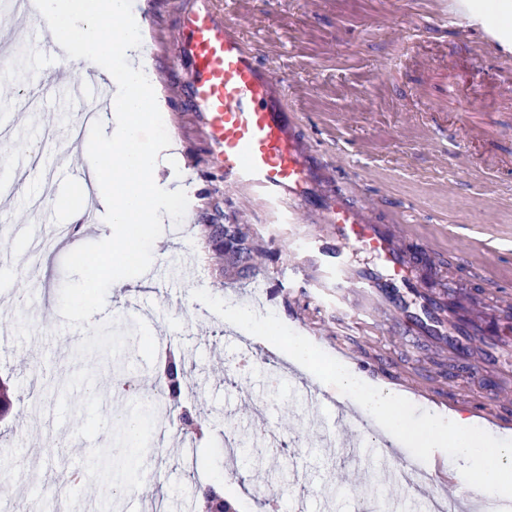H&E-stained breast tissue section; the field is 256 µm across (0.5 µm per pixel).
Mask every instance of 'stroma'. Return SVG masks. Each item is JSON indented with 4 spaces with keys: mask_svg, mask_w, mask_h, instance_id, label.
<instances>
[{
    "mask_svg": "<svg viewBox=\"0 0 512 512\" xmlns=\"http://www.w3.org/2000/svg\"><path fill=\"white\" fill-rule=\"evenodd\" d=\"M181 0H132L140 15L145 55L156 76L167 132L177 147L179 170L162 169L161 181L188 187L181 223L163 217L162 242L152 250L150 284L136 295L109 288L123 311L122 329L134 325L129 300L146 306L157 356L177 348L190 374L188 405L210 424L192 460L165 444L150 402L156 363L137 349L118 357L76 359L73 329L55 300L66 280L67 248L50 253V270L26 247L49 225H66L79 209L83 184L62 175L85 162L83 147L54 148L65 89L56 79L53 54L39 32L17 40L23 60L0 76V178L14 182L0 203V380L13 391V406L0 418V440L25 448L4 454L7 470L0 495L39 489L58 495L77 512H199L206 486L222 484L238 512H354L365 491L374 512H420L406 482L383 484L378 469L348 470L340 448L322 447L306 421L307 403L278 354L277 381L265 369L241 364L230 323L192 298L194 289L234 304L248 302L258 314L274 313L297 329V314H311L313 292L291 273L287 236L269 238L270 214L226 185L209 163L205 137L192 119L187 80L174 57ZM260 62L288 86V107L298 112L306 135L340 179H356L360 201L389 223L411 224L421 242L435 244L457 285L486 297L512 288V44L490 37L479 24L445 22L459 0H218ZM223 197L232 224L250 225L275 259L254 276L221 272L200 225L211 198ZM192 253L191 280H183L172 255ZM349 365L375 386L367 348L407 360L406 339L367 336L356 342ZM137 411L144 433L143 466L129 472L115 450L122 443L118 417ZM240 448L228 457L227 430ZM234 464L239 480L225 477ZM135 481L142 496L118 493Z\"/></svg>",
    "mask_w": 512,
    "mask_h": 512,
    "instance_id": "1",
    "label": "stroma"
}]
</instances>
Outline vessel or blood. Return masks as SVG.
<instances>
[{"instance_id":"1","label":"vessel or blood","mask_w":512,"mask_h":512,"mask_svg":"<svg viewBox=\"0 0 512 512\" xmlns=\"http://www.w3.org/2000/svg\"><path fill=\"white\" fill-rule=\"evenodd\" d=\"M175 54L188 78L193 120L204 133L208 157L227 183L239 186L268 208L277 223L287 225L288 238L301 242L297 270L316 295L336 303L338 354H352L350 340L365 329L377 334L396 331L409 336L410 353L438 350L453 360L455 375L448 388L432 377L407 373L396 362L386 364L391 383L418 400L445 411L468 404L472 417L498 432L512 433V419L496 405L474 402L466 385L474 371L502 372L512 363V325L490 316V309L512 308V294L498 293L492 306L462 304L433 288L443 277V264L428 267L437 249L419 243L408 224H385L359 202L352 183L336 180L331 168L304 136L286 104L287 89L277 71L259 64L236 29L220 16L215 0H185ZM73 106L94 97L96 112L112 109V89L97 71L68 89ZM339 419L370 432L360 405L336 400ZM349 455L360 460L400 463L398 446L359 445ZM457 476L447 458L438 456L411 494L428 512H481L479 504L449 493Z\"/></svg>"}]
</instances>
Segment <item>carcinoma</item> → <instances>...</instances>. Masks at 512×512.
<instances>
[{
    "label": "carcinoma",
    "instance_id": "carcinoma-1",
    "mask_svg": "<svg viewBox=\"0 0 512 512\" xmlns=\"http://www.w3.org/2000/svg\"><path fill=\"white\" fill-rule=\"evenodd\" d=\"M202 229L213 253L229 270L241 274L252 273L256 268V257H272L271 251L250 239L249 228L244 224H204ZM186 378L187 372L182 362L169 359L161 376L162 396L179 402Z\"/></svg>",
    "mask_w": 512,
    "mask_h": 512
}]
</instances>
